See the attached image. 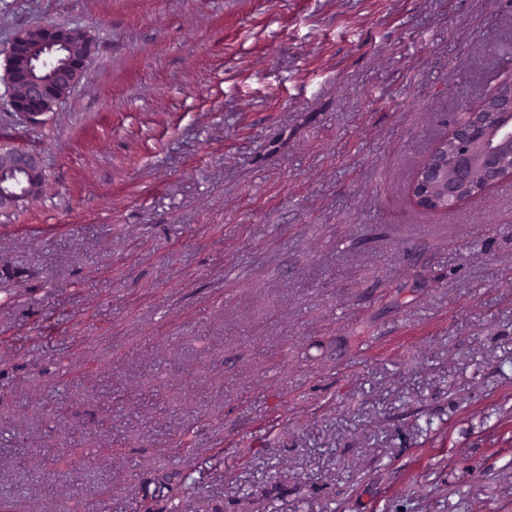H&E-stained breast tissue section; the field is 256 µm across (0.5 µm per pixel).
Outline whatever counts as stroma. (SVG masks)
<instances>
[{"label":"stroma","mask_w":512,"mask_h":512,"mask_svg":"<svg viewBox=\"0 0 512 512\" xmlns=\"http://www.w3.org/2000/svg\"><path fill=\"white\" fill-rule=\"evenodd\" d=\"M95 51L0 145V512H512V178L415 173L512 0H0ZM20 179L21 190L1 185L9 179ZM0 211L11 209L20 201L38 196L43 184V169L39 159L24 149L0 148Z\"/></svg>","instance_id":"obj_1"}]
</instances>
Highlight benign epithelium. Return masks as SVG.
Segmentation results:
<instances>
[{
  "label": "benign epithelium",
  "instance_id": "benign-epithelium-1",
  "mask_svg": "<svg viewBox=\"0 0 512 512\" xmlns=\"http://www.w3.org/2000/svg\"><path fill=\"white\" fill-rule=\"evenodd\" d=\"M79 42L57 71L55 81L33 78L29 62L37 48L70 47ZM93 41L62 24H40L19 31L12 39L5 79L13 89L10 110L30 123L51 112L79 82L93 55ZM512 176V77L500 81L478 105L452 121V129L419 167L411 194L415 204L428 211H446L458 205L461 191L474 187L469 197ZM20 179L21 190L0 185V211L38 196L43 169L32 153L0 148V180Z\"/></svg>",
  "mask_w": 512,
  "mask_h": 512
}]
</instances>
